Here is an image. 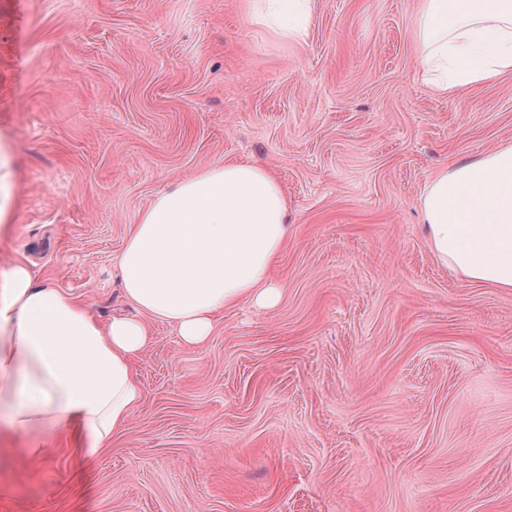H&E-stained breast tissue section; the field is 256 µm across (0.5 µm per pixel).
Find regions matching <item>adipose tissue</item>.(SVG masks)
<instances>
[{
	"label": "adipose tissue",
	"mask_w": 512,
	"mask_h": 512,
	"mask_svg": "<svg viewBox=\"0 0 512 512\" xmlns=\"http://www.w3.org/2000/svg\"><path fill=\"white\" fill-rule=\"evenodd\" d=\"M311 0H253L251 17L288 39L304 33ZM420 74L457 94L512 72V0H420ZM433 253L464 278L512 289V144L430 176L420 198ZM289 234L288 198L266 168L229 161L160 192L120 256L127 300L142 319L101 323L23 264L0 273V409L21 430L78 427L85 456L124 428L143 394L134 359L145 318L202 343L217 313L280 297L270 271Z\"/></svg>",
	"instance_id": "obj_1"
}]
</instances>
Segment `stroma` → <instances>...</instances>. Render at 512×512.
Instances as JSON below:
<instances>
[{"instance_id":"obj_1","label":"stroma","mask_w":512,"mask_h":512,"mask_svg":"<svg viewBox=\"0 0 512 512\" xmlns=\"http://www.w3.org/2000/svg\"><path fill=\"white\" fill-rule=\"evenodd\" d=\"M419 0H312L306 35L248 0H0V133L27 264L101 322L117 263L173 182L272 170L291 231L271 309L184 343L150 321L143 400L95 457L0 425V512H512V289L443 266L419 222L435 171L512 142V74L439 96Z\"/></svg>"}]
</instances>
